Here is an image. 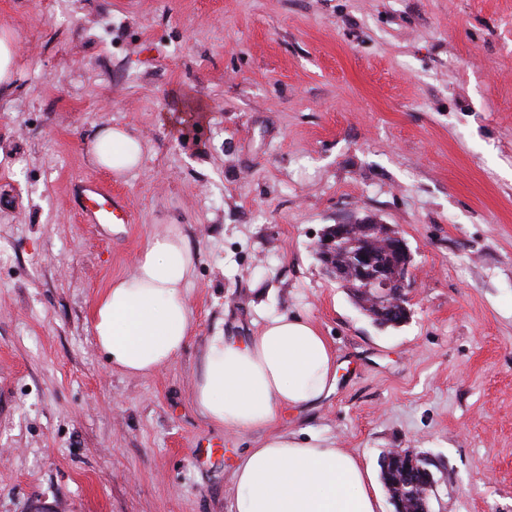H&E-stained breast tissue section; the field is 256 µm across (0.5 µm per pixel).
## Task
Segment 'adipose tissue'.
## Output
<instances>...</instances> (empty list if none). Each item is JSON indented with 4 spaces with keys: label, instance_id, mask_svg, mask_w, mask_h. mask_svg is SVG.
I'll return each mask as SVG.
<instances>
[{
    "label": "adipose tissue",
    "instance_id": "adipose-tissue-1",
    "mask_svg": "<svg viewBox=\"0 0 512 512\" xmlns=\"http://www.w3.org/2000/svg\"><path fill=\"white\" fill-rule=\"evenodd\" d=\"M95 165L123 176L143 161L129 129L99 128ZM194 255L179 228L148 238L136 269L112 281L94 307L93 333L112 368L149 375L168 366L193 333L184 296ZM336 386V356L310 321L270 318L248 339L214 336L196 376L193 399L214 425L266 436L236 460L232 512H380L368 469L350 452L276 428L288 409L312 405Z\"/></svg>",
    "mask_w": 512,
    "mask_h": 512
}]
</instances>
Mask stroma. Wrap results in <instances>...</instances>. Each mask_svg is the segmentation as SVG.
<instances>
[{"label":"stroma","mask_w":512,"mask_h":512,"mask_svg":"<svg viewBox=\"0 0 512 512\" xmlns=\"http://www.w3.org/2000/svg\"><path fill=\"white\" fill-rule=\"evenodd\" d=\"M16 45L0 97V512H231L257 432L193 401L208 340L280 314L336 353L335 389L278 426L437 466L434 512H512V0H0ZM143 165H93L102 126ZM94 179L127 224H83ZM396 228L410 317L381 329L312 244ZM194 254V334L123 376L94 305L148 238Z\"/></svg>","instance_id":"35a3bbf8"}]
</instances>
